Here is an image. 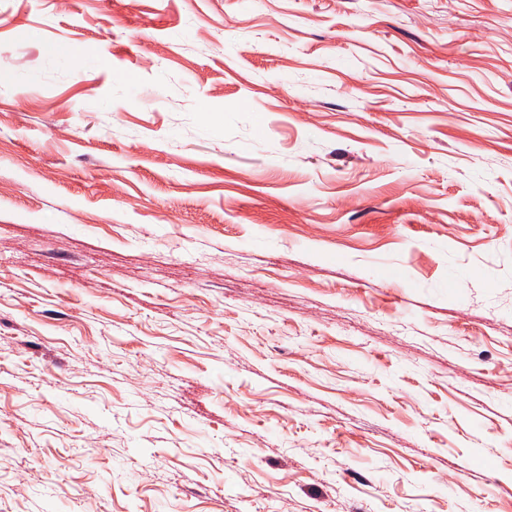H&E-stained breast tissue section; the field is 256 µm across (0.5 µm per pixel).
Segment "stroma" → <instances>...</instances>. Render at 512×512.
Segmentation results:
<instances>
[{
  "mask_svg": "<svg viewBox=\"0 0 512 512\" xmlns=\"http://www.w3.org/2000/svg\"><path fill=\"white\" fill-rule=\"evenodd\" d=\"M90 505L512 512V0H0V512Z\"/></svg>",
  "mask_w": 512,
  "mask_h": 512,
  "instance_id": "1",
  "label": "stroma"
}]
</instances>
